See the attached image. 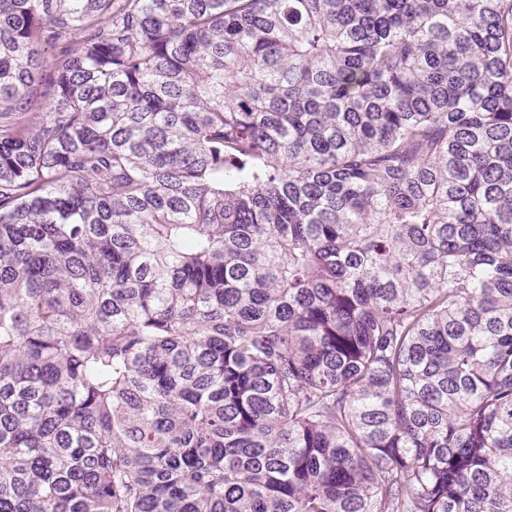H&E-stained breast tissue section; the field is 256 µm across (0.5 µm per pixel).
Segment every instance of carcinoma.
I'll return each instance as SVG.
<instances>
[{"instance_id":"obj_1","label":"carcinoma","mask_w":512,"mask_h":512,"mask_svg":"<svg viewBox=\"0 0 512 512\" xmlns=\"http://www.w3.org/2000/svg\"><path fill=\"white\" fill-rule=\"evenodd\" d=\"M0 512H512V0H0Z\"/></svg>"}]
</instances>
